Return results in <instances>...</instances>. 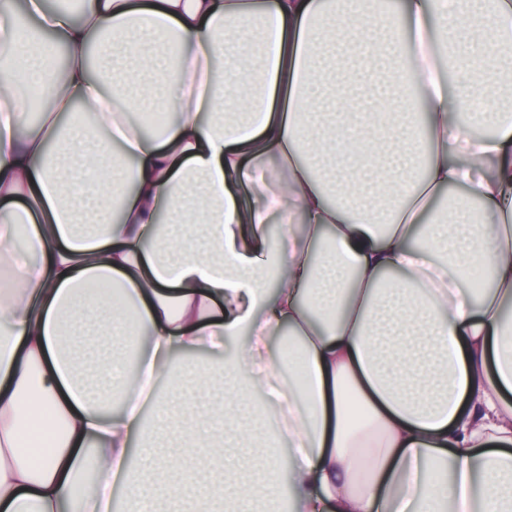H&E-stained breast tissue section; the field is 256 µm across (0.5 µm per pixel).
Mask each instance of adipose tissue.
<instances>
[{
  "instance_id": "obj_1",
  "label": "adipose tissue",
  "mask_w": 512,
  "mask_h": 512,
  "mask_svg": "<svg viewBox=\"0 0 512 512\" xmlns=\"http://www.w3.org/2000/svg\"><path fill=\"white\" fill-rule=\"evenodd\" d=\"M0 272V512H512V0H0Z\"/></svg>"
}]
</instances>
